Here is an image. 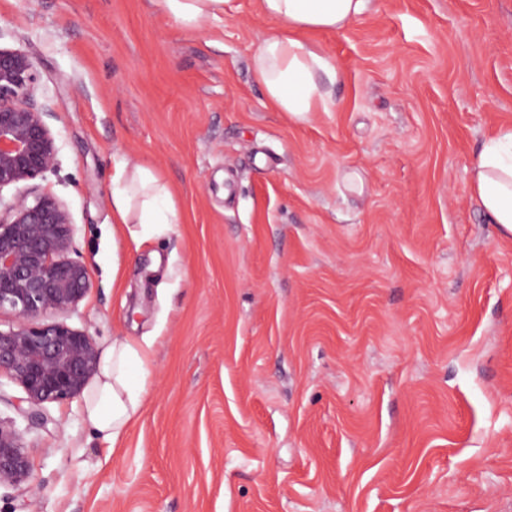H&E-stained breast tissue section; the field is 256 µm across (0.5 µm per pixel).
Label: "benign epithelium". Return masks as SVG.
Masks as SVG:
<instances>
[{"label":"benign epithelium","instance_id":"1","mask_svg":"<svg viewBox=\"0 0 512 512\" xmlns=\"http://www.w3.org/2000/svg\"><path fill=\"white\" fill-rule=\"evenodd\" d=\"M37 72L29 55L0 48V189L44 179L58 167V147L36 105ZM75 224L54 194L0 198V312L14 316L0 329V376L22 387L29 422H42L45 403L80 395L98 372L100 349L87 331L51 316L73 313L92 288L86 266L72 257ZM26 430L0 424V488L29 481Z\"/></svg>","mask_w":512,"mask_h":512}]
</instances>
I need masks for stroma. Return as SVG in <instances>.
I'll use <instances>...</instances> for the list:
<instances>
[{
    "mask_svg": "<svg viewBox=\"0 0 512 512\" xmlns=\"http://www.w3.org/2000/svg\"><path fill=\"white\" fill-rule=\"evenodd\" d=\"M277 25L226 0L187 29L151 0H0L28 54L93 287L66 322L152 342L116 450L83 397L0 379L27 486L0 512H512V235L471 194L512 126V0H369L313 34L330 111H277L252 56ZM150 166L172 232L113 231L112 170Z\"/></svg>",
    "mask_w": 512,
    "mask_h": 512,
    "instance_id": "obj_1",
    "label": "stroma"
}]
</instances>
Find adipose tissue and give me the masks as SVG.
Instances as JSON below:
<instances>
[{"mask_svg":"<svg viewBox=\"0 0 512 512\" xmlns=\"http://www.w3.org/2000/svg\"><path fill=\"white\" fill-rule=\"evenodd\" d=\"M368 0H260L280 33L265 39L253 56V69L270 102L289 117L304 120L329 111L321 79L338 77L336 63L299 38L302 30L339 31L360 16ZM158 8L189 29L224 13L225 0H155ZM471 191L491 223L512 234V127L500 129L473 163ZM166 184L144 165L123 164L112 174V208L138 244L159 238L177 221L164 209ZM154 363L151 344L117 338L100 360L93 387L85 395L86 417L102 439L116 443L138 416Z\"/></svg>","mask_w":512,"mask_h":512,"instance_id":"adipose-tissue-1","label":"adipose tissue"}]
</instances>
